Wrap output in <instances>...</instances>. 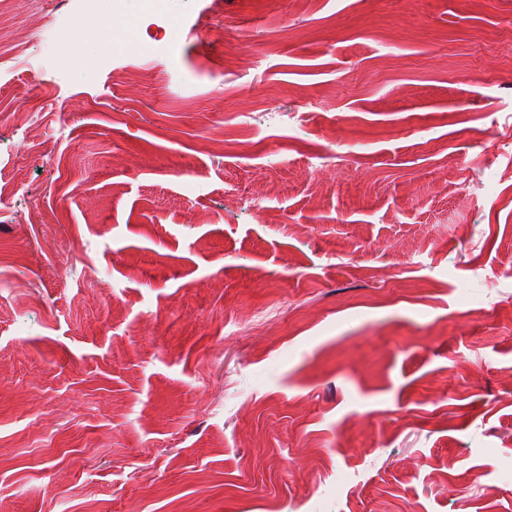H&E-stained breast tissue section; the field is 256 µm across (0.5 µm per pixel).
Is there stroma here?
<instances>
[{
    "label": "stroma",
    "instance_id": "stroma-1",
    "mask_svg": "<svg viewBox=\"0 0 512 512\" xmlns=\"http://www.w3.org/2000/svg\"><path fill=\"white\" fill-rule=\"evenodd\" d=\"M80 7L0 9V512H512V0ZM6 42L9 45L11 61H18L28 56L29 40L25 32L21 29L4 31L0 29V43Z\"/></svg>",
    "mask_w": 512,
    "mask_h": 512
}]
</instances>
